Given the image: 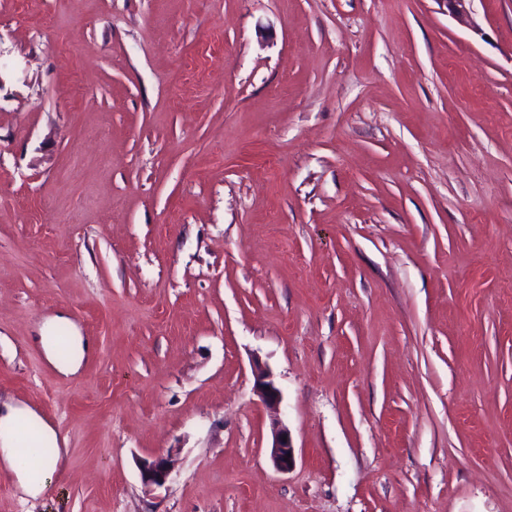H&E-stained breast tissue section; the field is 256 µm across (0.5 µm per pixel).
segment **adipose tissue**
Listing matches in <instances>:
<instances>
[{"label":"adipose tissue","mask_w":512,"mask_h":512,"mask_svg":"<svg viewBox=\"0 0 512 512\" xmlns=\"http://www.w3.org/2000/svg\"><path fill=\"white\" fill-rule=\"evenodd\" d=\"M62 438L56 428L36 411L11 404L0 406V467L14 472L23 492L31 497L42 494L52 482L58 456L43 459L37 469L19 461L20 446L59 448Z\"/></svg>","instance_id":"ef3b65f1"}]
</instances>
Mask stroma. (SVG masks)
I'll return each instance as SVG.
<instances>
[{"instance_id": "1", "label": "stroma", "mask_w": 512, "mask_h": 512, "mask_svg": "<svg viewBox=\"0 0 512 512\" xmlns=\"http://www.w3.org/2000/svg\"><path fill=\"white\" fill-rule=\"evenodd\" d=\"M0 397V512H512V0H0ZM70 346L72 349V356L66 363L58 366V368L64 373L75 372L80 366L82 359L90 351L91 347L87 340L78 335H72ZM255 386L264 405L271 410H275L282 399L281 391L269 370L259 363L255 366ZM266 387H269V390H266ZM21 442H25L22 445ZM63 440L56 428L29 407L3 403L0 407V466L14 472L23 492L35 498L52 482L60 459ZM54 448V454L41 460L36 471L19 462V448ZM286 437V440H283ZM290 454V457H287ZM270 461L279 473H286L296 466V450L292 443L291 434L278 419L272 423V443L270 447ZM288 458V461H285ZM138 468L141 480L145 486L162 487L167 483L174 471V459L169 454L166 456H151L141 459Z\"/></svg>"}]
</instances>
